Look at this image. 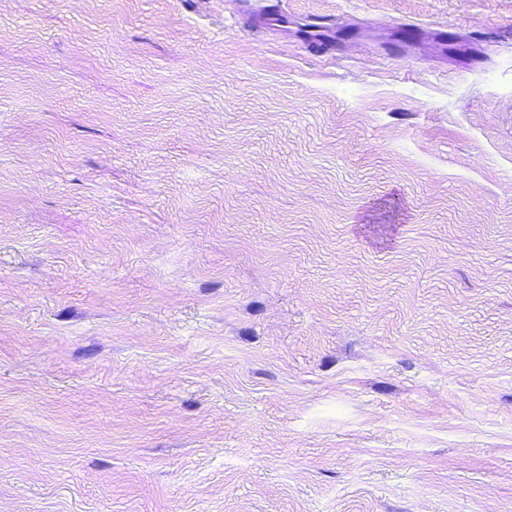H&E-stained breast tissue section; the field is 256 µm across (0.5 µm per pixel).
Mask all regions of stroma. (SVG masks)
<instances>
[{"mask_svg":"<svg viewBox=\"0 0 512 512\" xmlns=\"http://www.w3.org/2000/svg\"><path fill=\"white\" fill-rule=\"evenodd\" d=\"M0 512H512V0H0Z\"/></svg>","mask_w":512,"mask_h":512,"instance_id":"stroma-1","label":"stroma"}]
</instances>
